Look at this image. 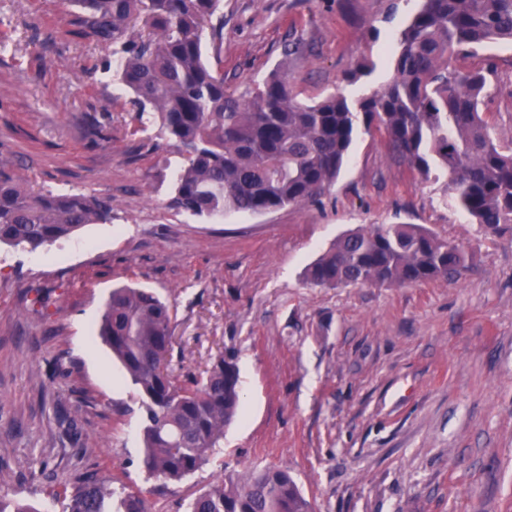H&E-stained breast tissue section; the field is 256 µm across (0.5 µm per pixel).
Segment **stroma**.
Listing matches in <instances>:
<instances>
[{"label":"stroma","mask_w":512,"mask_h":512,"mask_svg":"<svg viewBox=\"0 0 512 512\" xmlns=\"http://www.w3.org/2000/svg\"><path fill=\"white\" fill-rule=\"evenodd\" d=\"M417 0H223L230 87L266 76L286 41L299 99L375 88ZM62 0H0V156L33 190L112 200V221L34 252L0 246V494L58 512L83 473L178 512L229 472L288 469L316 512H512V230L486 232L444 181L359 132L320 201L211 220L169 199L185 156L141 128L109 48L72 33ZM375 65L346 79L361 58ZM491 66L482 105L512 146V43L458 59ZM112 132L105 145L89 131ZM416 224L464 247L460 275L405 286L312 287L304 268L341 235ZM120 285L170 305L175 375L233 354L239 419L178 484L146 479L139 396L96 336ZM45 294L49 312L34 309Z\"/></svg>","instance_id":"stroma-1"}]
</instances>
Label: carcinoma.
<instances>
[{"label": "carcinoma", "instance_id": "1", "mask_svg": "<svg viewBox=\"0 0 512 512\" xmlns=\"http://www.w3.org/2000/svg\"><path fill=\"white\" fill-rule=\"evenodd\" d=\"M74 23L112 47L117 75L141 126L156 117L187 161L173 187L179 212L219 219L320 200L347 164L359 127H376L389 153L424 179L447 178L450 200L493 232L512 226V148L480 115L490 68L460 70L452 60L492 40L512 41V0H421L394 35L391 77L356 97L298 99L287 67L238 93L224 83L220 49L203 59L205 28L222 0H68ZM112 220L110 202L84 194L32 191L0 159V245L36 250L87 224ZM467 252L414 224H384L336 240L310 264L314 287L405 285L453 278ZM98 335L141 397L142 465L149 479L178 483L202 467L238 416L234 357L201 376L169 369L172 312L147 288L119 286ZM61 512H152L139 492L94 474L56 496ZM185 512H313L287 470L255 469L224 480Z\"/></svg>", "mask_w": 512, "mask_h": 512}]
</instances>
